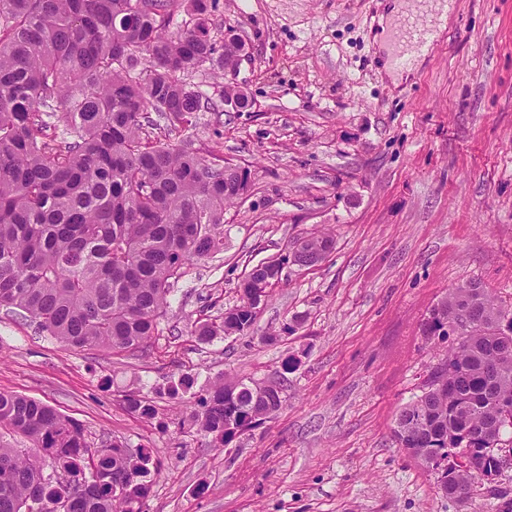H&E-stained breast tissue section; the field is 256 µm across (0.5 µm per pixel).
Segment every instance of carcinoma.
Returning a JSON list of instances; mask_svg holds the SVG:
<instances>
[{
    "instance_id": "carcinoma-1",
    "label": "carcinoma",
    "mask_w": 512,
    "mask_h": 512,
    "mask_svg": "<svg viewBox=\"0 0 512 512\" xmlns=\"http://www.w3.org/2000/svg\"><path fill=\"white\" fill-rule=\"evenodd\" d=\"M216 0H0V307L16 310L73 349L142 351L159 335L172 287L194 261L224 246V207L241 202L250 170L224 177L217 156L165 143L154 131L218 112L187 76L234 60L236 44L215 35ZM180 11L187 15L169 30ZM62 113L64 129L52 121ZM333 239L312 233L291 254L253 266L241 288L269 289L292 261L312 266ZM467 312L469 330L448 331ZM259 305L246 298L218 322L197 321L198 343L249 334ZM512 309L480 284L450 290L421 324L427 340L451 339L427 389L404 406L394 434L408 454L448 458L457 448H492L512 429ZM185 375L171 398L192 393L189 427L223 448L273 416L282 390L220 378L191 392ZM128 410L156 418L152 402L124 395ZM0 427L32 447L0 440V512H144L150 452L118 440L97 447L53 406L0 392ZM62 472L52 479L46 469ZM475 476L442 470L438 487L471 496Z\"/></svg>"
}]
</instances>
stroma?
<instances>
[{
	"label": "stroma",
	"instance_id": "stroma-1",
	"mask_svg": "<svg viewBox=\"0 0 512 512\" xmlns=\"http://www.w3.org/2000/svg\"><path fill=\"white\" fill-rule=\"evenodd\" d=\"M387 4L217 0L215 28L247 44L236 79L254 105L198 113L170 140L246 164L252 189L224 211L223 249L175 285L147 351L72 349L0 308V391L54 406L94 442L149 449L147 512H499L483 481L468 501L443 496L393 427L448 350L420 330L448 290L476 281L512 308V0H453L398 79L374 39ZM315 231L332 251L285 265L252 334L188 336L239 303L253 265ZM186 374L278 380L282 407L211 447L180 430L184 401L158 393ZM129 391L157 419L128 412Z\"/></svg>",
	"mask_w": 512,
	"mask_h": 512
}]
</instances>
